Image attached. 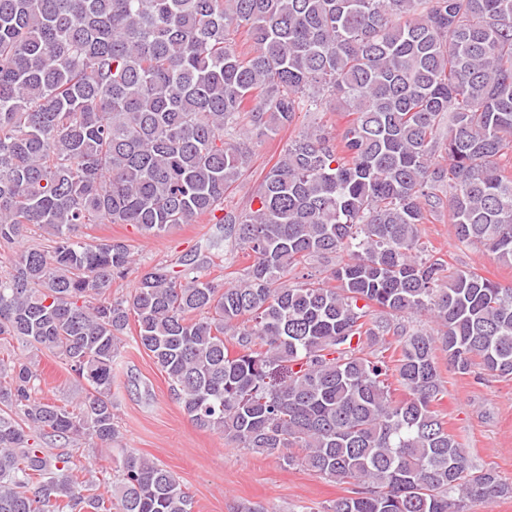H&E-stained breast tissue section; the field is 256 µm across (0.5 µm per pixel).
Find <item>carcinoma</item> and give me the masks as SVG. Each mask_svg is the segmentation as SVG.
<instances>
[{
	"label": "carcinoma",
	"instance_id": "cac0c4a2",
	"mask_svg": "<svg viewBox=\"0 0 512 512\" xmlns=\"http://www.w3.org/2000/svg\"><path fill=\"white\" fill-rule=\"evenodd\" d=\"M241 29L249 52L230 38ZM339 106L354 114L341 133L298 135L257 207L216 216L249 134ZM510 151L512 0H0V246L34 229L53 243L0 272V341L51 351L88 386L77 409L49 402L34 365L0 353V512H193L180 481L129 448L107 497L37 443L119 441L112 372L132 321L197 428L353 486L326 512L512 496L437 410L440 355L512 378V285L418 255L446 207L459 242L512 262ZM202 216L204 251L115 298L130 246L81 233L160 238ZM226 224L253 257L227 285L207 277ZM338 256L327 276L306 272ZM374 308L427 313L440 334Z\"/></svg>",
	"mask_w": 512,
	"mask_h": 512
}]
</instances>
